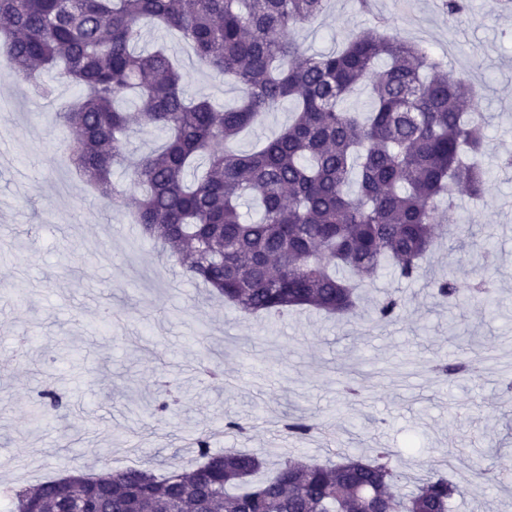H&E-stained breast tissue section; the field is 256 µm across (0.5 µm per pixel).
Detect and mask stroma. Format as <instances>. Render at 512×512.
Here are the masks:
<instances>
[{"label":"stroma","instance_id":"1","mask_svg":"<svg viewBox=\"0 0 512 512\" xmlns=\"http://www.w3.org/2000/svg\"><path fill=\"white\" fill-rule=\"evenodd\" d=\"M375 11L412 42L446 57L455 76L478 86L493 175L480 203L460 199L474 241L492 238L484 268L496 291L497 314L434 297L433 278L467 264L465 253L440 246L427 277L382 276L365 290L354 319L305 309L273 322L243 316L164 262L160 248L111 211L64 154L67 131L52 117L74 97L56 83L35 96L0 70V489L31 486L80 469L101 474L124 467L138 446V464L155 474L191 470L190 440L211 431L216 448H239L275 461L294 454L322 460L337 449L398 452L403 471L426 474L441 456L464 493L452 512H512V17L494 0H467L456 22L438 0H373ZM368 17L349 0L331 7L301 33L310 52H327L358 32ZM174 47L191 92L234 104L233 85L200 70L171 32L147 28L146 45ZM404 298L400 319L375 321L386 289ZM467 359L470 379L445 384L428 370L439 356ZM354 377L362 398L345 399L339 384ZM175 383L180 402L156 412L159 384ZM62 408L47 407V393ZM290 412L324 430L299 442L283 430ZM244 432L225 431L227 421ZM498 480L487 484L475 474Z\"/></svg>","mask_w":512,"mask_h":512}]
</instances>
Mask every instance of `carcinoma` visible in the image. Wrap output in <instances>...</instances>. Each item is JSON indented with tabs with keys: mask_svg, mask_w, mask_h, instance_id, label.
<instances>
[{
	"mask_svg": "<svg viewBox=\"0 0 512 512\" xmlns=\"http://www.w3.org/2000/svg\"><path fill=\"white\" fill-rule=\"evenodd\" d=\"M326 0H0V55L36 93L63 79L77 95L58 124L70 159L111 205L133 197L134 223L192 280L245 315L277 319L297 308L352 316L358 290L389 273L414 280L450 224L469 225L456 203L482 200L491 171L486 117L476 89L385 22L347 44L310 54L298 38ZM177 35L206 73L232 84L238 103L219 110L186 90L163 46L141 49L146 24ZM368 92L365 112L346 106ZM291 120L258 149L232 141L284 102ZM143 129L165 145L139 157L128 150ZM121 178L114 179L115 172ZM260 219L248 221L240 201ZM448 305L457 275L434 281ZM477 308L495 296L484 279L469 285ZM390 289L376 305L382 323L400 318ZM433 375L466 378L464 359L439 358ZM283 428L303 441L322 426L303 416ZM200 463L158 476L135 466L102 475L55 478L21 487L10 512H450L457 485L433 468L414 481L390 448L366 456L336 452L326 463L282 457L255 482L265 461L212 449L196 433Z\"/></svg>",
	"mask_w": 512,
	"mask_h": 512,
	"instance_id": "carcinoma-1",
	"label": "carcinoma"
}]
</instances>
